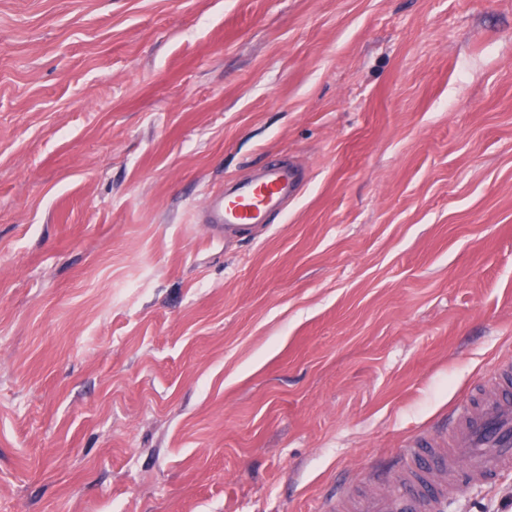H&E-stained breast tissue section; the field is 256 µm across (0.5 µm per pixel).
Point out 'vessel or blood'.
Returning <instances> with one entry per match:
<instances>
[{
    "mask_svg": "<svg viewBox=\"0 0 512 512\" xmlns=\"http://www.w3.org/2000/svg\"><path fill=\"white\" fill-rule=\"evenodd\" d=\"M262 171L260 179L239 181L234 189L208 200L207 223L244 236L253 226L284 213L304 183L302 171L278 157ZM397 470L396 490L366 497L341 495L323 512H445L438 480L463 490L511 473L512 368H498L489 382L476 385L449 415L441 434L412 436Z\"/></svg>",
    "mask_w": 512,
    "mask_h": 512,
    "instance_id": "vessel-or-blood-1",
    "label": "vessel or blood"
}]
</instances>
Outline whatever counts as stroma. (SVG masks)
<instances>
[{"mask_svg": "<svg viewBox=\"0 0 512 512\" xmlns=\"http://www.w3.org/2000/svg\"><path fill=\"white\" fill-rule=\"evenodd\" d=\"M509 361L512 0H0V512H319ZM262 171L260 179L239 181L234 189L209 199L207 224L245 236L253 226L268 224L273 215L283 214L288 199L295 198L304 183L303 173L279 157L271 158Z\"/></svg>", "mask_w": 512, "mask_h": 512, "instance_id": "1", "label": "stroma"}]
</instances>
